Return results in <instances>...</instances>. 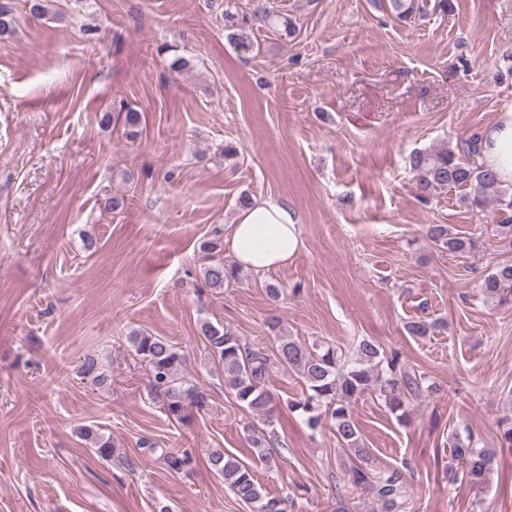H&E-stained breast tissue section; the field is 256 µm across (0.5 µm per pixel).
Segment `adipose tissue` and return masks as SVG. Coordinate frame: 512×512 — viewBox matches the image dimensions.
Returning <instances> with one entry per match:
<instances>
[{
	"label": "adipose tissue",
	"instance_id": "1",
	"mask_svg": "<svg viewBox=\"0 0 512 512\" xmlns=\"http://www.w3.org/2000/svg\"><path fill=\"white\" fill-rule=\"evenodd\" d=\"M480 163L493 169L502 184H512V104L501 107L482 132ZM301 245L299 222L286 203L255 202L239 210L224 228V247L235 263L264 273L288 263Z\"/></svg>",
	"mask_w": 512,
	"mask_h": 512
}]
</instances>
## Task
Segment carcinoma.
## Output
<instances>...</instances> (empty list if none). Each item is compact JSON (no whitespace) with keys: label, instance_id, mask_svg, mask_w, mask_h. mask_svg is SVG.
Instances as JSON below:
<instances>
[{"label":"carcinoma","instance_id":"1","mask_svg":"<svg viewBox=\"0 0 512 512\" xmlns=\"http://www.w3.org/2000/svg\"><path fill=\"white\" fill-rule=\"evenodd\" d=\"M372 5L403 22L420 17L424 12L420 0H372ZM256 20L270 29L281 25L290 32L295 30L291 20L267 8ZM16 27L14 0H0V36L13 35ZM141 132L140 113L126 111L123 117L125 137L136 139ZM481 142V134L474 132L455 146L411 153L408 165L413 173L414 190L418 199L427 202L439 191L468 187L472 194L464 196V200L469 206H481L488 196H493L504 215L498 231L512 241V185L502 184L494 171L478 163ZM428 234L453 253H465L473 248L472 239L450 237L442 224L431 226ZM201 252L200 274L206 287L221 289L239 279L242 268L224 261L221 234L204 241ZM481 290L489 296L511 292L512 263L499 265L484 280ZM200 331L212 360L224 373L225 389L238 406L252 416V420L245 423L244 431L260 460L269 462L275 445V441L266 436L276 412L267 383L273 370L278 369L296 375L303 384L301 395L287 400L284 408L290 413H300L313 432L331 422L337 442L351 460L347 469L351 490L369 494L380 512H404L406 487L401 473L397 469L371 467L370 451L363 446L352 413L355 400L373 391L384 397L391 413L400 418L406 416L407 396L421 390V377L407 370L397 353L381 352L370 337L359 339L350 354L335 345L316 342L309 345L290 338L280 339L276 349L271 351L249 344L233 331L210 322L203 323ZM128 342L136 356L148 365L151 392L162 398V409L169 419L182 423L191 413L206 409L207 393L179 377L185 356L168 340L135 331L128 336ZM79 434L93 438L94 448L102 459L112 458V443L104 435L89 427L79 428ZM449 447L457 466L448 468V482L461 481L471 488L486 483L492 468L490 453L474 447L470 438L464 439L458 433L452 435ZM209 462L251 512H294V498L268 495L248 463L220 448L210 453Z\"/></svg>","mask_w":512,"mask_h":512}]
</instances>
